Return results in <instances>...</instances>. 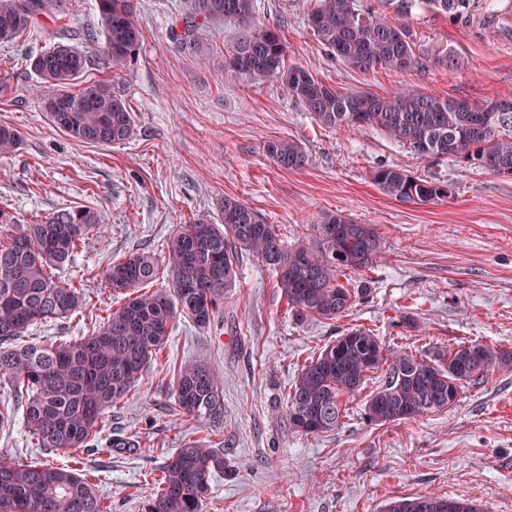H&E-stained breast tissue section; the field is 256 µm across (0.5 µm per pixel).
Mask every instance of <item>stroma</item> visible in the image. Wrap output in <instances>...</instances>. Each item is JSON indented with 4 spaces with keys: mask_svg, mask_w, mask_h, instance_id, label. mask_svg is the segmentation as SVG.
Returning <instances> with one entry per match:
<instances>
[{
    "mask_svg": "<svg viewBox=\"0 0 512 512\" xmlns=\"http://www.w3.org/2000/svg\"><path fill=\"white\" fill-rule=\"evenodd\" d=\"M180 2L137 0L140 50L101 75L134 116L133 134L121 144L93 146L61 132L33 97L36 77L24 63L58 42L86 47V33L98 28L94 0H68L64 14L40 18L33 37L0 44V125L23 136L16 152L0 155V234L72 206L106 216L105 230L87 234L59 273L79 285L81 310L43 324L36 340L88 335L124 302L105 286L112 261L134 250L161 255L180 225L216 216L227 196L244 200L290 242L314 240L330 214L372 225L385 247L367 274L347 276L369 292L344 318L299 320L287 313L269 267L243 254L221 316L205 327L173 321L166 347L108 410L100 441L40 448L18 416L0 429V456L76 468L110 512H144L168 457L214 433L227 468L211 479L203 512H383L388 501L431 494L512 512V370L463 387L450 410L400 423L367 421L372 381L348 400L332 432L299 435L286 410L305 361L352 327L370 329L388 350L418 355L463 341L512 350V177L452 158L420 159L372 127H322L279 82L225 81L218 67L236 29L202 30L209 62L183 55L167 36ZM315 2L257 0L256 11L262 24L280 28L288 61L337 89L383 94L412 86L476 103L512 100V16L482 10L460 24L416 10L406 24L422 68L358 72L315 39L307 21ZM442 48L457 58L456 69L430 64ZM275 139L299 141L307 166L275 165L265 152ZM382 166L445 180L452 195L399 202L372 182ZM196 359L210 365L223 391L217 432L170 410L179 366ZM113 438L126 439L127 448L111 447Z\"/></svg>",
    "mask_w": 512,
    "mask_h": 512,
    "instance_id": "1",
    "label": "stroma"
}]
</instances>
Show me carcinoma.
I'll list each match as a JSON object with an SVG mask.
<instances>
[{
  "label": "carcinoma",
  "instance_id": "cac0c4a2",
  "mask_svg": "<svg viewBox=\"0 0 512 512\" xmlns=\"http://www.w3.org/2000/svg\"><path fill=\"white\" fill-rule=\"evenodd\" d=\"M65 0H0V44L30 34L43 15L60 14ZM135 0H95V48L80 51L57 43L26 58L37 76L36 95L55 125L74 140L91 145L119 144L130 138L134 118L125 102L101 81H73L100 67H121L136 55L143 32L134 18ZM172 20L170 37L183 53L201 60L209 50L203 27L238 30L224 53V77L242 85L280 82L322 127L371 126L406 145L421 159L477 161L488 172L512 176V109L484 112L464 99L442 98L414 88L386 94L342 91L296 64L278 30L257 25L256 0H184ZM400 16L426 8L459 20L483 9L488 0H383ZM315 39L337 60L360 72L377 68L408 72L422 66L410 30L389 22L358 0H318L308 12ZM181 32H176V28ZM54 93L42 97L43 89ZM20 133L0 127V154L20 148ZM278 166L300 170L308 154L295 140L265 146ZM372 181L384 194L409 204L447 199L448 183L426 180L397 167H380ZM104 216L86 208L63 210L38 224H25L0 241V378H8L24 399V422L40 448H85L96 441L105 411L138 382L182 314L207 326L224 306V291L235 286L237 255H256L275 272L288 310L298 318L337 320L366 292L341 280L343 271L370 269L382 239L369 224L334 215L317 225L314 243L288 244L277 225L245 201L227 197L219 223L199 219L184 224L165 244L163 259L133 251L112 263L105 285L125 295L89 336L41 345L24 343L30 329L64 319L80 306V292L55 271L72 263L79 243ZM169 291H151L160 278ZM512 368V352L479 342H462L433 357L388 352L364 327L346 330L301 367L287 395V416L304 434L327 433L341 423L345 400L379 375L365 405L376 424L409 421L452 406L462 385ZM176 410L224 422V396L210 366L201 360L181 366L174 380ZM226 469L224 448L204 439L182 446L167 459L154 483L145 512H203L210 478ZM483 512L464 498L424 495L387 504L385 512ZM0 512H106L91 482L72 468L23 465L0 457Z\"/></svg>",
  "mask_w": 512,
  "mask_h": 512
}]
</instances>
